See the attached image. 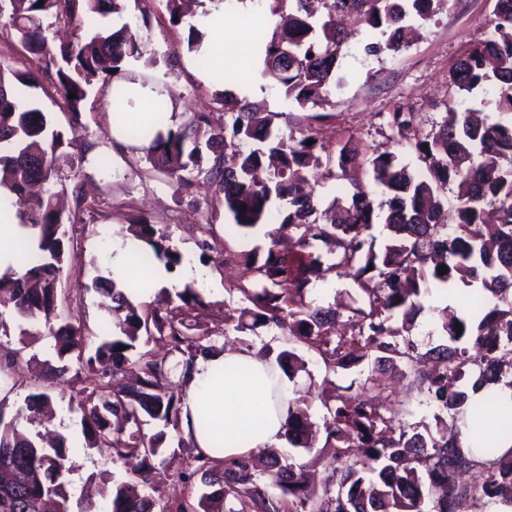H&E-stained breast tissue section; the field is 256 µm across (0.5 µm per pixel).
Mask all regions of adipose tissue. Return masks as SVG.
<instances>
[{
  "instance_id": "ef3b65f1",
  "label": "adipose tissue",
  "mask_w": 512,
  "mask_h": 512,
  "mask_svg": "<svg viewBox=\"0 0 512 512\" xmlns=\"http://www.w3.org/2000/svg\"><path fill=\"white\" fill-rule=\"evenodd\" d=\"M23 235L17 210L0 212V274L23 272L17 251ZM185 390L191 415L206 413L215 427L211 433L195 430L193 440L202 451H210L219 434L228 457L280 446L295 393L274 361L248 350L202 354L186 371Z\"/></svg>"
}]
</instances>
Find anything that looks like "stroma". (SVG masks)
I'll use <instances>...</instances> for the list:
<instances>
[{
	"mask_svg": "<svg viewBox=\"0 0 512 512\" xmlns=\"http://www.w3.org/2000/svg\"><path fill=\"white\" fill-rule=\"evenodd\" d=\"M494 5L495 0H444L420 36L395 54L366 55L364 45L376 41L377 36L362 27L355 29L345 59L347 78L332 89L328 103L319 108L320 119L312 123L326 149L335 153L348 143L367 155L372 147L383 143L402 162L415 163L416 157L408 145L416 136L440 125L448 104L457 102L449 73L462 53L490 32ZM105 23L114 28L127 24L138 30L142 40L140 53L129 59L126 67L166 100L169 129L189 124L195 113L201 111L209 113L213 124H224V110L216 103L215 95L227 89L228 83L215 79L197 65L188 51V31L171 24L165 0H151L145 20L132 0H126L123 11L108 15ZM397 111L416 116L414 127L402 135L388 125L390 113ZM81 122L87 128L86 140L92 148L84 153L73 150L71 161L61 170L65 192L83 197L77 222L67 226L72 254L58 283L66 296L71 323L93 329L103 326L107 299L91 289V279L111 270L113 242L133 239L129 226L143 218L170 231L172 246L185 257L184 266L169 273L167 279L192 284L201 294L205 306L193 311L188 322L202 344L219 349L244 348L262 356L286 349L289 344L285 330L259 326L241 333L235 329L241 307L240 256L248 252L266 254L269 234L282 219L281 205L272 206L265 223L227 232L229 217L210 215L211 191L202 188L191 194L175 192L165 178L153 171L134 144L116 142L112 110L98 93L87 97ZM103 156L108 159L104 165L99 162ZM207 238L214 239L216 250H201L200 243ZM473 292V287L461 284L454 294L437 292L426 301L412 336L419 350L443 341L434 319L436 309L448 305L462 307ZM27 342L36 360L30 371L24 372L22 386L0 403V415L30 434L47 431L64 436L75 448L73 469L67 476L72 499L90 498L95 512H105L107 502L96 496L95 490L103 479L114 484L124 480L125 467L113 461L108 450L83 447L80 415L69 409L72 398L84 385L83 377L70 372L57 378L53 386L54 417L42 422L33 419L25 398L41 386L40 375L46 366H58L59 361L46 331L28 337ZM294 347L306 362L305 371L297 374L294 384L311 403V422L322 424L326 411L318 399L319 392L334 394L337 388L350 384L356 371L329 370L315 348L302 343ZM371 392L384 399L397 422L435 426L440 413L436 401L408 396L405 381L394 370H380ZM181 438V432L167 429L163 447L172 457L155 481V499L170 498L177 491L192 501L199 495L197 487H176L172 478L187 458L186 453L177 449Z\"/></svg>",
	"mask_w": 512,
	"mask_h": 512,
	"instance_id": "1",
	"label": "stroma"
}]
</instances>
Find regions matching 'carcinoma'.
I'll return each mask as SVG.
<instances>
[{"label":"carcinoma","mask_w":512,"mask_h":512,"mask_svg":"<svg viewBox=\"0 0 512 512\" xmlns=\"http://www.w3.org/2000/svg\"><path fill=\"white\" fill-rule=\"evenodd\" d=\"M237 2L250 3L257 13L250 32L256 48L245 58L246 67L285 101L309 111L345 81L344 17L380 35L366 45L367 54L397 53L406 47V33L430 20L442 0H320L318 15L311 0ZM166 7L172 24H187L188 50L201 54V67L230 58L223 47L213 55L201 51L205 34L186 22L181 0H166ZM111 9L117 10V0H0V30L15 33L28 54L21 67L0 58V208L25 207L22 224L35 230L33 243L21 244L26 273L0 276V375L18 376L27 363L25 348L12 346L8 313L17 318L21 337L30 335V321H44L63 362L52 377L66 373L64 360L76 355L77 372L92 378L76 403L85 448H105L112 459L130 465L126 480L109 495L107 512H486L491 503L512 505V454L486 467L463 452L459 439L460 426L471 428L477 448L493 456L502 439L512 438V422L488 423L484 404L469 395L490 386L512 389V0H495L491 35L459 57L451 74L462 98L482 84L493 85L496 115L476 122L471 109L448 106L443 124L416 139L418 167L377 147L365 159L374 189L358 186L347 200L323 211L316 185L340 180L358 152L346 144L338 154L322 156L314 136L284 132L291 112L226 91L218 97L228 116L222 128L201 114L187 128L165 135L154 131L166 111L161 99L147 105L150 121L128 119L121 82L130 80L125 63L140 53V39L127 25L113 30L98 23ZM263 15L277 18L267 39ZM49 18L71 27V38L53 43L45 25ZM45 84L44 92L55 94L72 115L67 133L18 91ZM94 89L111 98L115 123L140 143L154 171L176 190L214 191L212 213L222 211L234 226L249 228L265 222L272 200L283 202L285 216L266 256L244 257L239 292L245 306L238 331L286 324L291 336L316 346L333 370L370 355L377 367L403 362L410 369L408 392L433 398L451 418V428L434 432L426 425H403L398 437H390L394 417L385 416L374 397L349 393V385L335 402H323L324 447L333 450L337 466L321 490L309 487L304 465L293 454L269 457L266 472L281 490L274 497L249 458L193 447L176 482L201 484L197 504L177 495L163 503L149 496L146 490L166 463L160 448L164 432L150 436L144 427L182 424L183 376L169 391L159 389L158 381L204 350L186 324V313L203 301L186 285L175 292L179 304L171 308L136 305L115 279L105 278L99 283L111 300L105 335H84L63 317L58 282L70 251L58 207V151L89 148L79 116ZM72 92L76 97H69ZM454 182L464 191L450 202L446 190ZM376 223L388 231L378 250L368 234ZM132 227L151 248L139 260L141 267L155 258L168 270L183 263V255L169 245V232L145 220ZM282 237L294 240L293 255L277 250ZM313 245L320 253L304 255ZM442 265L444 275L438 272ZM333 274L351 277L362 292L349 336L326 335L323 328L336 319V310L307 300L310 286ZM459 283L479 284V295L465 310L449 305L437 310L446 343L419 353L410 336L424 300L434 290L451 294ZM157 334L180 356L171 367L146 350ZM93 339L97 346L87 355L85 346ZM121 345L126 349L119 350ZM276 363L285 374L305 369L290 350L281 351ZM27 406L43 413L52 396L31 393ZM285 433L295 449L314 448L304 400L290 402ZM70 451L64 437L49 442L39 433L28 435L4 421L0 411V473L9 476L0 480V512H91L81 501L72 510L65 480ZM472 469L484 476L479 487L448 479L453 471ZM228 501L239 508L226 506Z\"/></svg>","instance_id":"1"}]
</instances>
